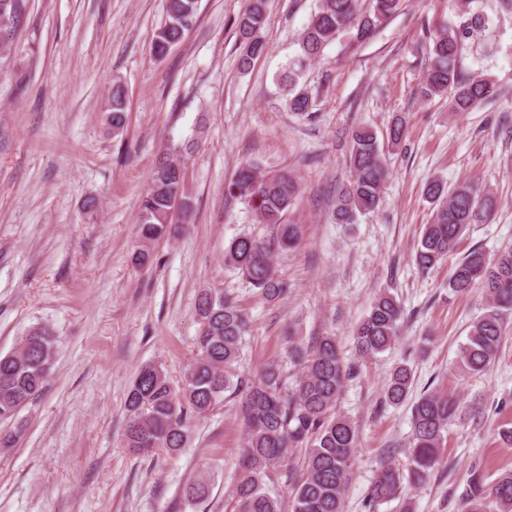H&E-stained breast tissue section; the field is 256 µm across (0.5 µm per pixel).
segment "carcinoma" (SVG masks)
I'll return each mask as SVG.
<instances>
[{
    "label": "carcinoma",
    "mask_w": 512,
    "mask_h": 512,
    "mask_svg": "<svg viewBox=\"0 0 512 512\" xmlns=\"http://www.w3.org/2000/svg\"><path fill=\"white\" fill-rule=\"evenodd\" d=\"M400 0H320L318 10L299 38L301 53L288 66L283 80L288 82L290 109L309 114L313 102L308 92L295 91L299 68L323 54L340 34L354 32V39H370L398 10ZM266 0H250L238 17L243 39L241 66L247 68L267 51L260 31L265 23ZM27 9L26 0H0V48L7 44ZM198 0H167L166 19L152 43L155 56L164 57L180 43L195 21ZM466 30L445 27L432 39L429 62L420 95L431 100L448 96L453 112H469L490 93L488 80L466 78L457 60ZM127 97L120 82L112 84L107 112L112 130L120 132L126 122ZM204 127L177 143L167 145L155 165L138 216V246L133 262L145 267L153 260L152 245L161 240L171 224L173 202L191 205L184 195L183 165L197 149ZM351 179L339 191L332 209L338 224H353L360 214L377 210L381 201L387 167L376 134L367 127L351 135L349 154ZM299 192L297 180L288 173L263 175L251 165L240 167L228 186V193L250 204L259 223L270 225L269 239L243 234L224 247V264L240 272L268 301L283 297L288 285L275 268V253L294 247L299 238L297 225L286 214ZM424 194L435 205L433 217L425 225L416 261L424 270L434 268L448 257L459 239L473 224H486L498 199L483 182L463 181L452 187L440 179L430 181ZM448 289L458 295L479 290L484 296V312L476 318L460 345L458 369L466 376L485 373L496 361L504 334V313L512 310V246L492 256L480 249L460 259L448 278ZM199 329L197 354L186 367L181 393L173 389L166 372L157 365H145L136 375L126 399L129 419L124 443L136 454L176 453L189 436V420L206 414L221 403L224 393L239 391L234 380L243 337L249 321L242 309L221 291L204 289L197 298ZM400 303L389 293H380L354 331L356 351L372 358L390 349L403 323ZM291 356L300 367L293 386L276 363H270L258 382L243 397L248 436L243 462L234 490L238 512H280L277 501L262 485V476L280 466L293 448H305L299 484L294 486L292 512H343L344 493L351 476V460L358 435L350 420L335 412L336 401L352 367L346 365L333 336L320 337L305 351L294 347ZM54 338L43 328H34L19 347L0 355V419L11 420L42 393L54 367ZM413 384L412 370L397 366L385 385L384 398L391 405L406 401ZM478 408L460 409L456 400L422 394L412 408V436L408 448L411 463L407 472L389 464L383 466L370 488V508L399 498L403 480L420 485L439 462L443 433L453 422L475 420ZM465 512H512V471L493 480L478 465L471 467L461 492Z\"/></svg>",
    "instance_id": "1"
}]
</instances>
